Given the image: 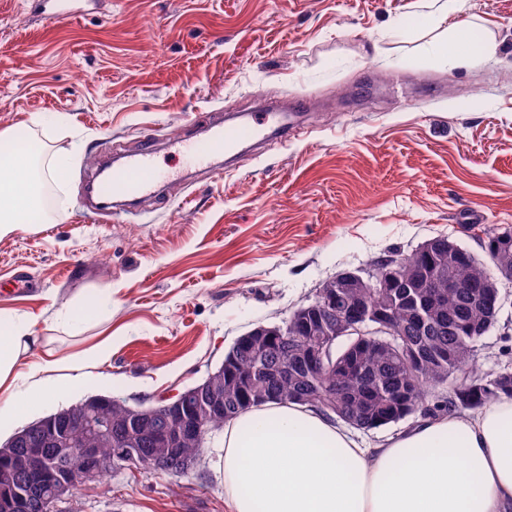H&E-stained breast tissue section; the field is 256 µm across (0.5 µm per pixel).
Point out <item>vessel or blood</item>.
Wrapping results in <instances>:
<instances>
[{
    "label": "vessel or blood",
    "instance_id": "vessel-or-blood-1",
    "mask_svg": "<svg viewBox=\"0 0 512 512\" xmlns=\"http://www.w3.org/2000/svg\"><path fill=\"white\" fill-rule=\"evenodd\" d=\"M80 2L81 0H44L41 18L47 23L75 18L80 11ZM271 127L278 129L280 133H288L291 120L284 113L263 112L237 123L216 121L207 127L203 136L186 141L185 150L190 162L202 167L212 159L235 153L245 144L262 141L267 129ZM155 155V145L144 143L130 152L121 165L113 168L109 180L98 181L92 188L98 201L90 205V217L99 219L106 216V199H141L153 196L166 178L156 164Z\"/></svg>",
    "mask_w": 512,
    "mask_h": 512
}]
</instances>
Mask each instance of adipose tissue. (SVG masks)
Instances as JSON below:
<instances>
[{"label":"adipose tissue","mask_w":512,"mask_h":512,"mask_svg":"<svg viewBox=\"0 0 512 512\" xmlns=\"http://www.w3.org/2000/svg\"><path fill=\"white\" fill-rule=\"evenodd\" d=\"M33 166L21 149L0 172V237L40 214ZM38 343L25 320L0 309L1 420L21 418L64 385L60 358L18 373ZM215 469L226 512H512V398L421 418L373 447L319 413L271 402L225 423Z\"/></svg>","instance_id":"1"}]
</instances>
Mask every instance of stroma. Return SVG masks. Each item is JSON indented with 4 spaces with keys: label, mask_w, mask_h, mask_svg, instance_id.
I'll list each match as a JSON object with an SVG mask.
<instances>
[{
    "label": "stroma",
    "mask_w": 512,
    "mask_h": 512,
    "mask_svg": "<svg viewBox=\"0 0 512 512\" xmlns=\"http://www.w3.org/2000/svg\"><path fill=\"white\" fill-rule=\"evenodd\" d=\"M431 0H87L43 23L0 0V130L22 125L66 217L0 238V308L24 316L48 356L93 362L98 394L149 406L221 365L235 340L279 323L346 269H372L447 235L475 256L487 227L512 231V0H467L489 59L434 50ZM270 98L304 132L237 167H188L174 149L215 115ZM162 139L171 173L143 213L96 222L81 179L102 156ZM69 160L61 174L55 157ZM101 290L74 328L58 315ZM479 342L486 370L512 367V287ZM205 442L199 472L141 470L82 489L83 512H225Z\"/></svg>",
    "instance_id": "1"
}]
</instances>
